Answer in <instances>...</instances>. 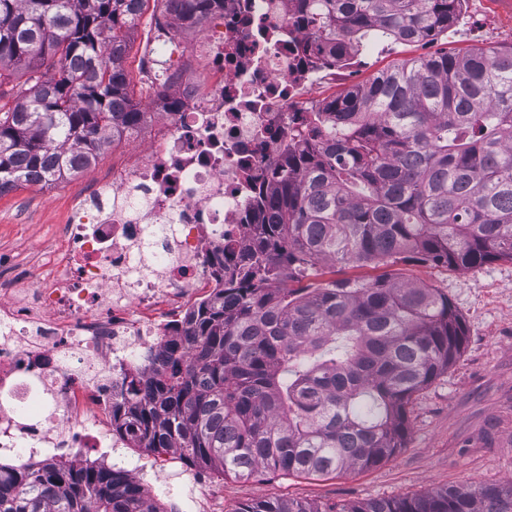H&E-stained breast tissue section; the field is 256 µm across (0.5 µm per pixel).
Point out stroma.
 I'll use <instances>...</instances> for the list:
<instances>
[{
	"instance_id": "obj_1",
	"label": "stroma",
	"mask_w": 512,
	"mask_h": 512,
	"mask_svg": "<svg viewBox=\"0 0 512 512\" xmlns=\"http://www.w3.org/2000/svg\"><path fill=\"white\" fill-rule=\"evenodd\" d=\"M161 13L159 0H147L129 42L130 95L142 106L156 97L157 87L140 62L156 47L153 29ZM478 46H512V6L506 0H465L460 24L437 42L368 48L358 79L405 59ZM85 180L81 174L0 194L1 277L24 280L61 247L75 190ZM388 272L440 288L466 325L457 361L414 397L406 444L394 456L338 475L266 472L249 480L199 473L168 456L124 445L113 450V463L142 475L164 512H237L263 499L356 503L512 482V261L466 270L400 261Z\"/></svg>"
}]
</instances>
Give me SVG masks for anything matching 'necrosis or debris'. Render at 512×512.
Masks as SVG:
<instances>
[{
  "instance_id": "4bbe7bcc",
  "label": "necrosis or debris",
  "mask_w": 512,
  "mask_h": 512,
  "mask_svg": "<svg viewBox=\"0 0 512 512\" xmlns=\"http://www.w3.org/2000/svg\"><path fill=\"white\" fill-rule=\"evenodd\" d=\"M297 11V0H220L200 23L159 18L163 46L200 35L150 104L151 143L81 186L61 256L21 285L0 282V455L63 463L96 448L109 460L98 422L124 377L147 373L223 289L225 242L246 247L259 184L325 103L312 87L348 71L306 60Z\"/></svg>"
}]
</instances>
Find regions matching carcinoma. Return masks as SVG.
Listing matches in <instances>:
<instances>
[{
  "label": "carcinoma",
  "mask_w": 512,
  "mask_h": 512,
  "mask_svg": "<svg viewBox=\"0 0 512 512\" xmlns=\"http://www.w3.org/2000/svg\"><path fill=\"white\" fill-rule=\"evenodd\" d=\"M143 2L0 0V77L26 76L0 116V193L83 171L142 122L124 59ZM160 2L198 21L211 0ZM302 2L308 59L326 48L339 63L370 41L438 40L464 0ZM260 207L249 253L238 261L224 244L216 272L232 265L228 288L187 316L181 345L130 378L112 431L245 480L375 466L405 447L409 406L456 360L465 322L429 284L336 279V267L512 261V47L414 58L349 87L310 113ZM6 469L0 512H163L121 468ZM237 512H512V483Z\"/></svg>",
  "instance_id": "cac0c4a2"
}]
</instances>
